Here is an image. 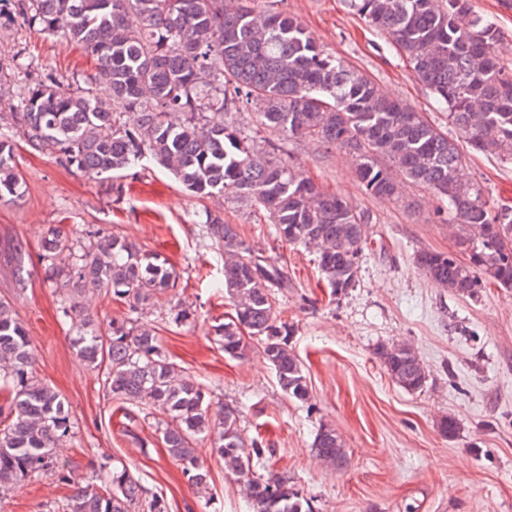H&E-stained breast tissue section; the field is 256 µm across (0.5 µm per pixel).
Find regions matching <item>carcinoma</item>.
<instances>
[{"instance_id":"carcinoma-1","label":"carcinoma","mask_w":512,"mask_h":512,"mask_svg":"<svg viewBox=\"0 0 512 512\" xmlns=\"http://www.w3.org/2000/svg\"><path fill=\"white\" fill-rule=\"evenodd\" d=\"M350 7L406 54L415 78L447 112L466 146L512 163V64L498 54L502 31L476 14L471 0H349ZM16 43L0 57V200L22 195L14 165L16 139L56 155L60 165L98 178L144 159L167 169L198 198L247 200L264 211L278 237L318 252L332 294L357 279L367 244L370 212L328 191L290 166L268 132L347 150L366 194L399 195L398 172L436 193L468 261L422 251L416 266L458 296L483 283L512 288V210L492 206L478 184L460 171L465 156L423 113L379 90L348 61L326 52L300 20L274 0H0V31ZM58 37L83 46L95 61L88 87L65 85L27 61V37ZM103 83L109 96L90 86ZM123 111H113V103ZM246 112L251 127L237 122ZM204 233L224 255L223 288L232 301L229 322L216 326L224 353L241 358L257 340L281 389L307 402L303 365L288 345L290 328L277 322L275 290L291 287L280 267L243 239L224 216L206 213ZM40 259L55 288L66 291L59 316L78 322L79 359L105 367L106 391L116 400L163 414L168 455L182 466L198 494L209 471L197 447L214 437L224 468L247 477L255 512H311L288 477H250L265 468L261 443L246 442L239 409L225 404L211 414L203 385L183 376L164 354L154 328L139 321L154 296L175 286L174 268L142 246L92 228L82 240L61 224L43 232ZM98 290L128 306V316L107 331L94 325L82 301ZM378 355L390 378L407 392L421 390L425 368L415 352L392 344ZM27 330L12 305L0 300V382L13 399L0 429V490L28 478L64 475L57 451L73 437L60 394L34 375ZM334 428L320 425L312 448L326 463L346 452ZM166 512L163 497L125 466L103 463L91 481H74L64 512Z\"/></svg>"}]
</instances>
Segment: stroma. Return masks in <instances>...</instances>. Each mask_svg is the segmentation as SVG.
Here are the masks:
<instances>
[{
    "label": "stroma",
    "mask_w": 512,
    "mask_h": 512,
    "mask_svg": "<svg viewBox=\"0 0 512 512\" xmlns=\"http://www.w3.org/2000/svg\"><path fill=\"white\" fill-rule=\"evenodd\" d=\"M279 7L296 15L327 52L447 128L445 112L405 57L346 0H281ZM27 52L65 82L93 67L83 49L58 38L31 36ZM281 146L293 166L373 218L358 280L346 292L332 294L316 252L282 241L249 205L191 196L153 165L102 181L18 146L16 168L25 186L21 198L0 202V300L12 304L28 332L37 377L70 412L75 435L60 447L61 460L85 481L100 464L122 460L163 496L168 512H250L242 481L225 470L211 441L198 447L210 472L202 498L165 451L162 415L120 410L105 394L102 370L78 359L74 333L59 319L58 295L39 258L44 229L59 222L78 238L94 227L134 241L175 268L174 290L151 302L144 322L178 370L210 392L213 406H238L243 436L259 439L270 471L287 476L312 512H512V289L488 284L460 297L417 269L423 251L468 259L437 218L439 201L429 190L407 185L399 198H375L362 190L345 151L302 141ZM464 176L491 203L512 208V164L471 151ZM209 211L223 214L287 273L291 286L277 292L276 314L291 330L288 345L303 364L308 402L281 390L259 347L241 358L221 348L214 328L232 306L214 286L224 277V261L200 231ZM19 242L28 253L20 275L12 258ZM178 303L191 311L190 325L172 323ZM392 343L411 345L420 356L428 373L422 391L407 392L388 375L377 352ZM448 417L458 425L452 438L440 432ZM326 423L347 452L339 468L324 465L312 449ZM72 492L53 476L28 479L0 493V512H56Z\"/></svg>",
    "instance_id": "35a3bbf8"
}]
</instances>
